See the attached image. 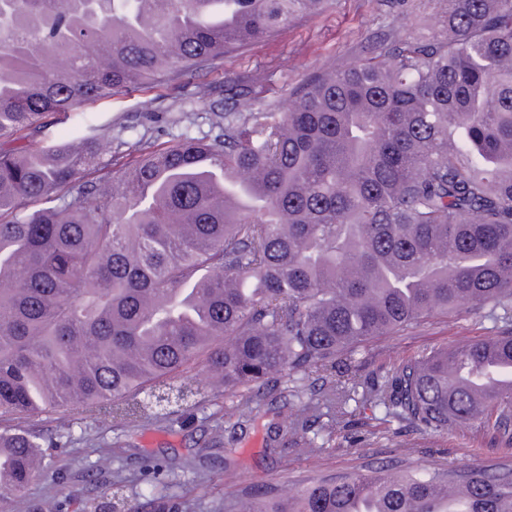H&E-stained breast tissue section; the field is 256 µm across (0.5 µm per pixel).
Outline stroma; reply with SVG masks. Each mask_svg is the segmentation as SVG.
I'll return each instance as SVG.
<instances>
[{
  "mask_svg": "<svg viewBox=\"0 0 512 512\" xmlns=\"http://www.w3.org/2000/svg\"><path fill=\"white\" fill-rule=\"evenodd\" d=\"M444 9L443 0H328L323 11L297 16L269 41L226 56L205 78L211 95L182 84L131 91L51 119L42 141L73 145L93 131L112 129L127 142L144 137L162 147L184 134L208 133L217 111L280 112L312 75L343 69L390 39L413 41L440 32ZM490 333L491 323L481 315H437L405 335L373 339L363 352L362 375L377 380L394 363L425 349ZM290 385L281 377L276 394L255 399L247 417L238 395L209 392L186 412L133 425L60 410L32 418L30 426L55 445L54 466L30 484L22 512H44L49 502L57 512H111L116 489L138 512H233L245 492L258 489L275 497L315 475L398 462L486 468L501 458L489 435L475 426L449 437L407 426L394 430L370 406L339 425L319 454L305 453L289 443L297 407L282 395ZM273 429L281 445L270 455L265 447ZM228 453L235 460L229 468Z\"/></svg>",
  "mask_w": 512,
  "mask_h": 512,
  "instance_id": "35a3bbf8",
  "label": "stroma"
}]
</instances>
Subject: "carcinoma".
<instances>
[{
    "instance_id": "carcinoma-1",
    "label": "carcinoma",
    "mask_w": 512,
    "mask_h": 512,
    "mask_svg": "<svg viewBox=\"0 0 512 512\" xmlns=\"http://www.w3.org/2000/svg\"><path fill=\"white\" fill-rule=\"evenodd\" d=\"M326 2L0 0V416L173 413L202 395L196 366L245 408L286 371L316 375L338 422L370 403L426 434L480 423L512 452V0H446V33L130 162L109 131L39 144L53 115L199 80ZM462 312L496 332L362 382L370 340ZM319 409L296 419L309 452ZM50 447L0 431V501ZM239 512H512V464L382 465Z\"/></svg>"
}]
</instances>
